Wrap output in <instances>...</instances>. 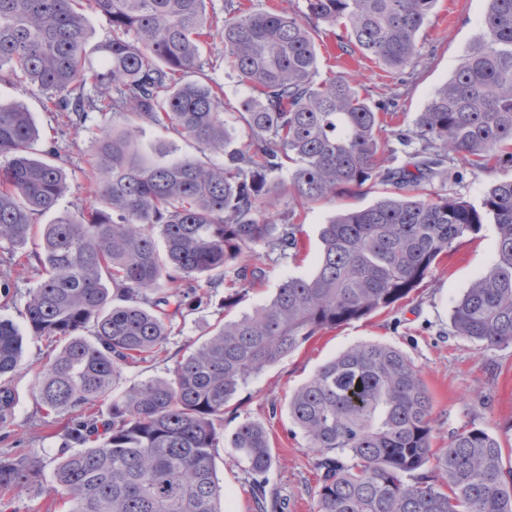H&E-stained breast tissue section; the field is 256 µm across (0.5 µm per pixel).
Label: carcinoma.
I'll return each mask as SVG.
<instances>
[{
	"instance_id": "carcinoma-1",
	"label": "carcinoma",
	"mask_w": 512,
	"mask_h": 512,
	"mask_svg": "<svg viewBox=\"0 0 512 512\" xmlns=\"http://www.w3.org/2000/svg\"><path fill=\"white\" fill-rule=\"evenodd\" d=\"M439 0H306V11H244L227 0L210 21L207 0H0V81L42 97L60 126L86 127L121 111L122 130L99 128L91 149L95 188L86 215L36 224L68 191L23 106H0V241L38 249L24 256L42 279L21 315L54 346L33 396L68 417L61 454L0 457V512L41 484L66 512H224L219 443L252 474L273 457L265 429L224 411L266 368L321 332L409 295L460 238L496 225L493 263L455 302L452 333L487 348L512 344V179H497L475 205L434 190L461 180L454 160L478 169L512 166V0H488L480 35L413 126L381 142L379 113L343 75L320 77L312 24L335 28L337 47L402 71L419 57V34ZM112 38L91 44L84 9ZM224 68L247 83L237 144L224 124V89L204 70L213 35ZM172 130L221 164L171 157L163 142L142 151L144 127ZM382 186L363 209L337 211L320 231L316 269L290 276L275 296L217 322L168 376L118 389L123 370L163 352L177 321L208 304L192 280L206 277L235 306L263 284L251 263L264 244L302 249L299 209ZM287 200L288 223L274 211ZM93 327L92 338L83 331ZM23 336L0 319V375L21 362ZM108 404L107 413L93 408ZM15 396L0 387V426ZM433 401L400 349L354 345L321 365L288 400L306 447L319 454L318 512H512V469L488 432L471 428L432 448Z\"/></svg>"
}]
</instances>
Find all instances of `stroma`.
Masks as SVG:
<instances>
[{
	"label": "stroma",
	"instance_id": "obj_1",
	"mask_svg": "<svg viewBox=\"0 0 512 512\" xmlns=\"http://www.w3.org/2000/svg\"><path fill=\"white\" fill-rule=\"evenodd\" d=\"M487 6V0H439L435 17L420 36V57L402 72L387 69L359 52L342 54L329 26L319 24L315 34L319 70L343 74L368 100L387 104L381 138L390 140L393 131L412 125L434 91L452 77L466 47L481 30ZM205 57L211 77L224 86V122L236 126L237 104L249 95L250 89L225 70L220 37L211 38ZM15 103L24 104L32 112L42 131L37 150L56 144L59 163L69 177L71 189L60 199L56 213L80 218L92 183L91 141L99 126H125L126 115L110 112L96 117L86 128L64 134L58 129L55 114L45 111L39 95L20 85L0 83V104ZM377 198V191L371 190L310 205L300 218L304 247L298 258H283L266 246H258L253 261L265 271L262 287L251 290L241 305L232 309L223 308L220 297H213L209 305L187 316L179 333L170 337L165 354L155 361L126 368L122 386L166 376L185 347L201 343L217 321L235 318L242 311L269 301L287 277L310 274L320 253L322 225L339 208H365ZM496 248L495 225H483L479 233L454 243L448 255L440 258L398 305L313 338L253 378L229 402L224 415L225 432H232L245 420L266 428L274 458L266 478L269 488L284 501V512H316L318 485V456L307 448L302 432L289 419L288 397L320 365L363 342L396 346L420 369L433 398L434 447H447L452 435L480 428L498 440L504 466L512 467V345L486 348L482 343L453 335L449 321L454 301L492 264ZM11 255L10 246L1 242L0 280H8L12 299L0 309V316L17 322L39 275L30 268L8 264ZM48 349L47 338L24 339L22 367L9 381L17 403L7 427L8 435L0 437V456L36 450L52 458L61 450L64 419L45 414L32 393V368ZM216 469L224 484V512H255L251 490L254 477L233 449L219 448Z\"/></svg>",
	"mask_w": 512,
	"mask_h": 512
}]
</instances>
